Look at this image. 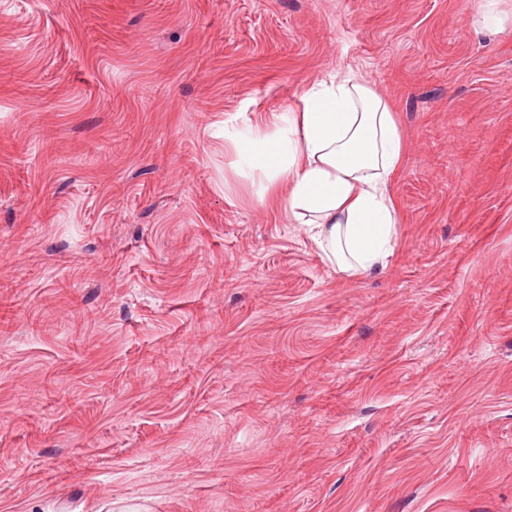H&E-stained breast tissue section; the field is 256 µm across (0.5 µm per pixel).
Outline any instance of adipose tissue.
<instances>
[{
  "label": "adipose tissue",
  "mask_w": 512,
  "mask_h": 512,
  "mask_svg": "<svg viewBox=\"0 0 512 512\" xmlns=\"http://www.w3.org/2000/svg\"><path fill=\"white\" fill-rule=\"evenodd\" d=\"M297 110L227 140L267 186L284 189L288 220L308 225L325 263L351 278L384 266L398 209L389 184L403 163L390 102L352 71L308 86Z\"/></svg>",
  "instance_id": "obj_1"
}]
</instances>
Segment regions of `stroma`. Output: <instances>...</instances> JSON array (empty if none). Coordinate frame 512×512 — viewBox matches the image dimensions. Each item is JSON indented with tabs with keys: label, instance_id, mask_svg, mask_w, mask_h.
Returning a JSON list of instances; mask_svg holds the SVG:
<instances>
[{
	"label": "stroma",
	"instance_id": "1",
	"mask_svg": "<svg viewBox=\"0 0 512 512\" xmlns=\"http://www.w3.org/2000/svg\"><path fill=\"white\" fill-rule=\"evenodd\" d=\"M0 0V512H512V0ZM350 70L383 268L224 131Z\"/></svg>",
	"mask_w": 512,
	"mask_h": 512
}]
</instances>
